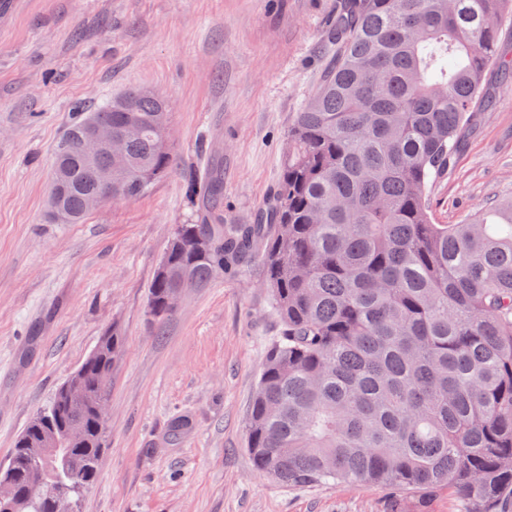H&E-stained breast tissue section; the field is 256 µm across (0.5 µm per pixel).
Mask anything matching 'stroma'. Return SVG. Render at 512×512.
Returning a JSON list of instances; mask_svg holds the SVG:
<instances>
[{
  "mask_svg": "<svg viewBox=\"0 0 512 512\" xmlns=\"http://www.w3.org/2000/svg\"><path fill=\"white\" fill-rule=\"evenodd\" d=\"M337 0H10L0 11V466L57 389L119 328L108 428L77 512H458L388 487H291L255 470L247 423L281 323L262 271L185 291L164 324L149 287L219 166L224 213L251 222L288 129L336 54ZM146 87L168 100L176 170L80 224L48 220L73 107ZM512 198V92L480 113L429 194L435 223ZM189 430L172 439L176 420Z\"/></svg>",
  "mask_w": 512,
  "mask_h": 512,
  "instance_id": "35a3bbf8",
  "label": "stroma"
}]
</instances>
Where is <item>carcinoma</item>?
I'll list each match as a JSON object with an SVG mask.
<instances>
[{
    "label": "carcinoma",
    "mask_w": 512,
    "mask_h": 512,
    "mask_svg": "<svg viewBox=\"0 0 512 512\" xmlns=\"http://www.w3.org/2000/svg\"><path fill=\"white\" fill-rule=\"evenodd\" d=\"M512 0H339L336 57L288 129L282 175L250 224L224 223L223 182L190 185L200 203L175 229L150 288L159 325L188 277L264 269L280 336L267 351L248 420L254 467L290 485L381 484L450 490L459 512H512V200L463 224H435L428 196L455 163L476 113L512 84L500 30ZM168 103L133 88L75 117L54 152L67 223L92 212L105 159L79 148L89 125L124 137L112 195H144L175 168ZM116 329L18 438L0 478L53 512L47 489L94 482L95 405ZM87 431L31 464L51 424Z\"/></svg>",
    "instance_id": "cac0c4a2"
}]
</instances>
